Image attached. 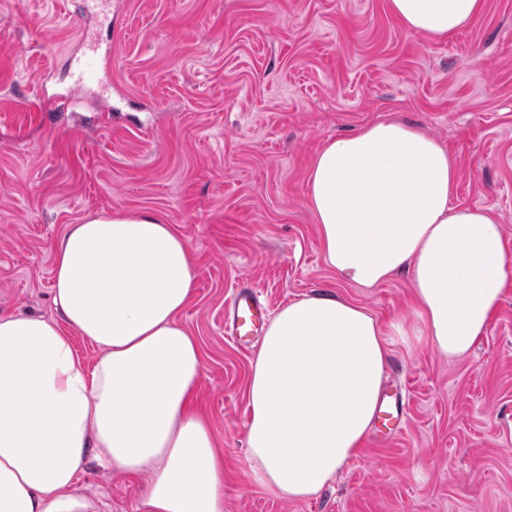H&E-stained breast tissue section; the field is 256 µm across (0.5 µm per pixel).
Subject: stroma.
Masks as SVG:
<instances>
[{
    "mask_svg": "<svg viewBox=\"0 0 512 512\" xmlns=\"http://www.w3.org/2000/svg\"><path fill=\"white\" fill-rule=\"evenodd\" d=\"M0 0V315L52 316L54 246L68 225L150 212L188 241L182 313L204 369L197 398L222 440L224 512H512V283L469 356L420 334L409 274L337 279L305 201L321 146L376 121L448 148L455 202L490 213L512 247V0H485L448 39L407 31L387 0ZM112 38L102 82L70 107V73ZM273 309L313 293L367 307L388 334L385 377L406 419L365 439L318 495L277 498L252 478L244 396L256 349L224 337L235 288ZM147 476L89 464L103 512H142Z\"/></svg>",
    "mask_w": 512,
    "mask_h": 512,
    "instance_id": "35a3bbf8",
    "label": "stroma"
}]
</instances>
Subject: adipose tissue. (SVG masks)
<instances>
[{
	"label": "adipose tissue",
	"mask_w": 512,
	"mask_h": 512,
	"mask_svg": "<svg viewBox=\"0 0 512 512\" xmlns=\"http://www.w3.org/2000/svg\"><path fill=\"white\" fill-rule=\"evenodd\" d=\"M414 33L444 40L484 0H388ZM458 169L424 130L377 121L327 142L306 202L327 266L373 288L412 275L422 335L465 356L512 280L485 211L454 205ZM194 288L187 240L158 216L115 210L67 227L54 248L57 318L0 316V512H100L76 481L90 462L147 475L144 512H224V453L196 405L200 342L181 321ZM100 354L87 364L72 337ZM388 354L376 316L319 293L267 325L245 396L248 460L284 500L320 493L360 450Z\"/></svg>",
	"instance_id": "adipose-tissue-1"
}]
</instances>
